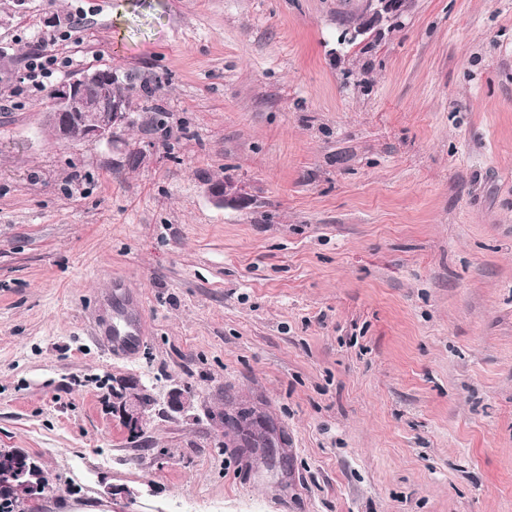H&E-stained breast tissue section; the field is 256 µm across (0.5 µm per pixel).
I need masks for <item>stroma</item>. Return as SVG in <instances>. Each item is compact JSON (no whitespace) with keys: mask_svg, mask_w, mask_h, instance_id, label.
<instances>
[{"mask_svg":"<svg viewBox=\"0 0 512 512\" xmlns=\"http://www.w3.org/2000/svg\"><path fill=\"white\" fill-rule=\"evenodd\" d=\"M372 12L0 0V448L48 473L38 512H512V0ZM76 20L64 77L136 88L109 144L16 91ZM117 282L129 357L93 337ZM125 377L193 406L130 437ZM206 189L213 203L221 208L244 209L252 202L246 186L232 177L209 182ZM122 325L112 328L99 323L94 328V337L102 341L114 354L132 353L145 338L147 322L139 313H127L122 315Z\"/></svg>","mask_w":512,"mask_h":512,"instance_id":"35a3bbf8","label":"stroma"}]
</instances>
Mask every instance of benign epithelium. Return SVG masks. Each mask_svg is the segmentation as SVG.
<instances>
[{"label":"benign epithelium","mask_w":512,"mask_h":512,"mask_svg":"<svg viewBox=\"0 0 512 512\" xmlns=\"http://www.w3.org/2000/svg\"><path fill=\"white\" fill-rule=\"evenodd\" d=\"M377 18L399 16L406 0H368ZM118 77L109 69L89 68L52 91L43 112L44 133L58 143H69L72 131L81 142H112L117 130L130 122V101L112 89ZM207 193L221 208L244 209L252 202L246 186L232 177L207 183ZM145 386L138 378H123L112 388V415L132 435H138L152 415L153 405L142 401ZM166 413L185 415L192 407L190 395L176 385L167 396ZM50 479L37 459L24 448L0 452V492L37 502Z\"/></svg>","instance_id":"7a95c632"}]
</instances>
